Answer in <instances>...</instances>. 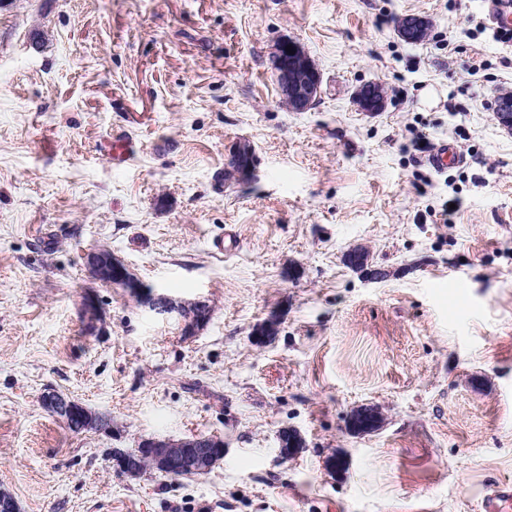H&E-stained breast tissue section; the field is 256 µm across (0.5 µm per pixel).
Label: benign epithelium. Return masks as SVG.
I'll use <instances>...</instances> for the list:
<instances>
[{
  "label": "benign epithelium",
  "mask_w": 512,
  "mask_h": 512,
  "mask_svg": "<svg viewBox=\"0 0 512 512\" xmlns=\"http://www.w3.org/2000/svg\"><path fill=\"white\" fill-rule=\"evenodd\" d=\"M428 31V21L419 15H406L397 22V32L407 42L422 40ZM291 51H286V47ZM270 68L275 76L283 101L295 112H306L315 106L322 95V76L305 49L296 41L283 40L276 44L270 58ZM386 92L380 83H367L354 94V102L362 112H380L386 105ZM498 125L512 130V93L498 99L495 110ZM254 150L246 143L238 144L231 154L228 167L238 178L251 174L252 165L243 160L253 159ZM86 265L91 277L103 284L120 285L143 306L160 312H177L185 319L184 331L192 335L211 316V306L205 301H196L187 307L172 300L154 296L151 289L130 277L128 267L112 251L102 248L86 255ZM43 407L66 426L82 431L94 429L101 432L112 430L109 415L95 412L81 402L55 390L41 397ZM378 424L375 412L360 410L351 414L348 429L352 432ZM281 455L291 457L298 452L299 439L295 433L283 430L278 435ZM224 455V440L217 436H193L181 440L168 438H143L137 446L122 449L112 457L115 471L135 476L141 472V463L148 460L154 470L170 475L181 467L199 474L211 471Z\"/></svg>",
  "instance_id": "7a95c632"
}]
</instances>
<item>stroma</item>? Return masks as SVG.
Listing matches in <instances>:
<instances>
[{
  "label": "stroma",
  "mask_w": 512,
  "mask_h": 512,
  "mask_svg": "<svg viewBox=\"0 0 512 512\" xmlns=\"http://www.w3.org/2000/svg\"><path fill=\"white\" fill-rule=\"evenodd\" d=\"M487 19L478 0H0V489L20 512H482L512 482V131L486 107L512 46ZM284 39L322 75L305 112L269 69ZM366 82L383 112L354 104ZM419 134L465 163L435 171ZM244 140L250 178L219 185ZM102 246L209 321L185 335L94 280ZM49 390L111 432L70 431ZM361 408L378 428L349 433ZM195 435L224 440L205 475L107 456ZM428 31V21L419 15H406L397 22V32L407 42L421 41ZM354 102L361 112H380L386 105V92L380 83H367L354 94ZM41 402L49 413L67 427L75 429L78 422L81 431L94 429L99 432H110L112 430V419L109 415L92 411L81 402L61 392L48 391L42 395ZM512 508V483L488 485L482 497L483 512H508Z\"/></svg>",
  "instance_id": "stroma-1"
}]
</instances>
